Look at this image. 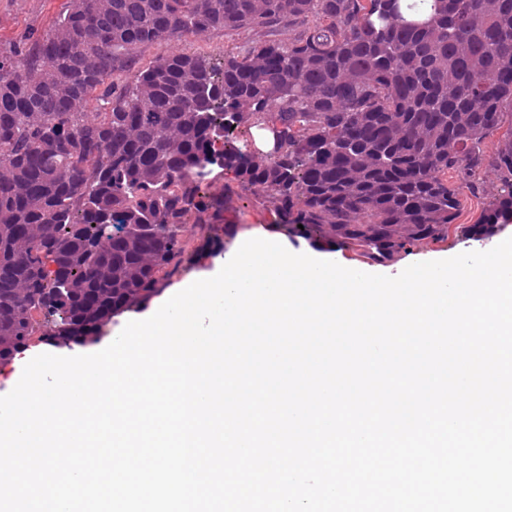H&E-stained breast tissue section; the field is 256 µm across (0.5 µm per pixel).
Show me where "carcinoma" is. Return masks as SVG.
I'll use <instances>...</instances> for the list:
<instances>
[{
	"mask_svg": "<svg viewBox=\"0 0 512 512\" xmlns=\"http://www.w3.org/2000/svg\"><path fill=\"white\" fill-rule=\"evenodd\" d=\"M215 30L249 37L114 83ZM509 109L512 0H69L0 49V364L38 315L59 345L95 343L223 244L224 198L203 191L217 168L277 229L383 263L445 239L492 169L500 193L456 224L486 236L512 213V131L482 148ZM269 126L266 154L234 140Z\"/></svg>",
	"mask_w": 512,
	"mask_h": 512,
	"instance_id": "obj_1",
	"label": "carcinoma"
}]
</instances>
